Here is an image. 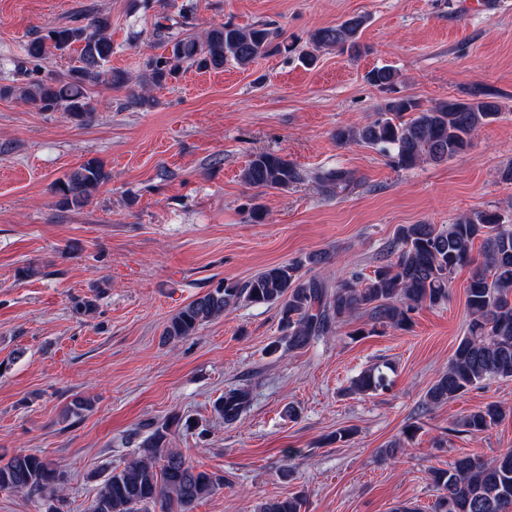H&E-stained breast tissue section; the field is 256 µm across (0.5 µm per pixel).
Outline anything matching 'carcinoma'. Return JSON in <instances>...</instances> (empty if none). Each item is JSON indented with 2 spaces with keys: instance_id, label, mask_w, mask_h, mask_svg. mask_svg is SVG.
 Listing matches in <instances>:
<instances>
[{
  "instance_id": "obj_1",
  "label": "carcinoma",
  "mask_w": 512,
  "mask_h": 512,
  "mask_svg": "<svg viewBox=\"0 0 512 512\" xmlns=\"http://www.w3.org/2000/svg\"><path fill=\"white\" fill-rule=\"evenodd\" d=\"M191 6L172 17L162 13L153 35L164 48L161 54L143 58L131 74L108 67L112 58L111 21L92 17L79 26L47 27L20 48L15 61L19 70L38 66L49 55L77 50L78 65L66 76L43 74L22 85H0V97H15L37 112H63L79 125L92 118L87 90L107 81L127 87L133 103L151 104L149 92L177 78L183 66L221 70L231 62L249 67L266 54L288 50L276 42L278 30L269 24L250 27L226 21L199 37L187 32ZM368 23L365 15L350 17L335 26L322 27L309 35L316 49L357 54L360 35ZM398 79L390 66L372 69L370 84L393 91ZM501 107L488 93L467 100H443L427 108L408 96L387 98L376 118L354 125L338 126L336 143L363 144L387 157L394 167L412 170L423 163L446 162L471 144L475 132L499 118ZM108 178L99 160L91 158L52 184L58 204L80 209ZM306 173L284 156L271 151L255 153L241 173L243 183L255 189L286 191L306 180ZM323 192L334 195L354 183L353 172L341 165L315 174ZM482 242L483 263L473 273L466 289L469 321L448 369L428 389L424 406L437 407L496 378H512V223L493 210L461 215L445 226L402 224L389 246L393 259L364 276L350 272L336 281L300 273L305 265L329 262L324 252L305 260L267 267L249 280H221L206 293L181 308L166 323L162 336L181 341L198 333L206 323L241 305L274 306L279 310L283 336L271 351L281 346L301 351L332 336L344 323L364 319L353 332L363 336L366 327L408 332L412 313L421 305L448 302L455 271L470 263L474 244ZM97 295L72 300L73 312L87 315L96 308ZM390 378L380 365L362 370L348 387L351 394L374 395L388 390ZM250 409V392L243 386L229 387L216 400L214 412L231 424ZM505 409L497 402L476 408L454 423L450 431L478 435L504 420ZM419 426L412 423L402 438L383 450L394 458L413 441ZM138 438L136 450L112 471L95 490L90 512H193L194 504L224 487V476L199 469L169 447V426L164 423ZM430 479L439 491L434 512H512V449L491 461L477 456L456 458L448 468H432ZM66 472L35 453L19 452L0 463V490L38 496L44 512H62ZM300 495L269 500L261 512H302Z\"/></svg>"
}]
</instances>
